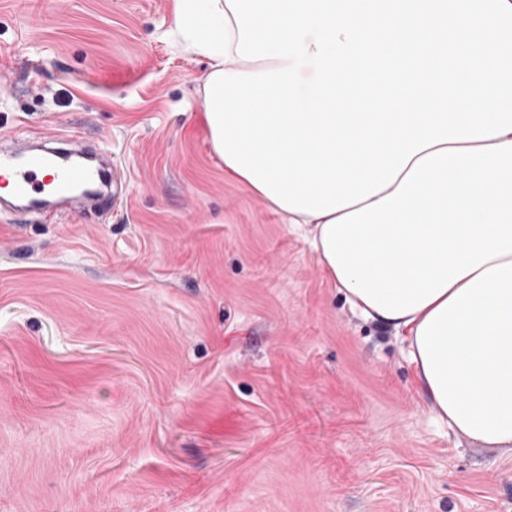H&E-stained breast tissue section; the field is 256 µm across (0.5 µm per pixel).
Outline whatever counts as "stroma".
<instances>
[{"label":"stroma","instance_id":"1","mask_svg":"<svg viewBox=\"0 0 512 512\" xmlns=\"http://www.w3.org/2000/svg\"><path fill=\"white\" fill-rule=\"evenodd\" d=\"M0 0V137L85 127L119 210L0 223V512H512L306 229L224 174L173 0Z\"/></svg>","mask_w":512,"mask_h":512}]
</instances>
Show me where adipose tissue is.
Masks as SVG:
<instances>
[{
  "label": "adipose tissue",
  "instance_id": "1",
  "mask_svg": "<svg viewBox=\"0 0 512 512\" xmlns=\"http://www.w3.org/2000/svg\"><path fill=\"white\" fill-rule=\"evenodd\" d=\"M177 32L229 73L282 68L236 54L225 0H174ZM362 318L405 333L437 420L512 452V132L447 142L386 189L325 216L291 212Z\"/></svg>",
  "mask_w": 512,
  "mask_h": 512
}]
</instances>
